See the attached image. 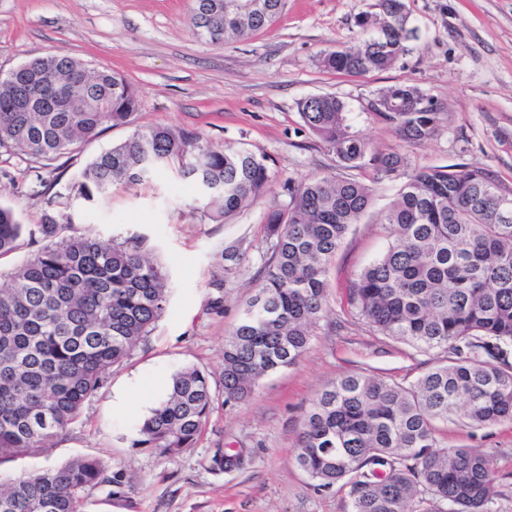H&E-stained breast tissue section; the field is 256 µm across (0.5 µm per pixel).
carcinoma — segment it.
<instances>
[{
	"label": "carcinoma",
	"mask_w": 512,
	"mask_h": 512,
	"mask_svg": "<svg viewBox=\"0 0 512 512\" xmlns=\"http://www.w3.org/2000/svg\"><path fill=\"white\" fill-rule=\"evenodd\" d=\"M195 0L193 25L212 41L271 25L284 0ZM379 13L358 19L375 32L356 46L318 59L330 70L384 71L415 38L405 0H378ZM67 88L59 111L32 97L15 111L18 93ZM374 109L406 142L433 138L443 111L413 84L386 88ZM137 89L121 74L89 70L65 52L34 59L0 77V149L42 168L76 151L101 127L131 125ZM304 123L345 170L401 174L398 153L383 154L349 131L347 106L327 94L297 103ZM173 167L206 191L190 213L222 221L264 202L266 259L255 294L224 342L221 394L196 366L176 372L167 395L138 426L135 448L177 456L197 444L215 409L252 396L258 380L295 365L328 307V272L351 225L368 208L372 187L354 177L288 179V202L270 196L278 173L247 148L215 150L193 132L166 125L134 128L92 159L69 187L92 201L115 184L147 181ZM46 199L40 223L25 230L0 206V256L23 233L41 246L0 287V462L44 451L67 433L129 358L166 304L163 267L139 245L104 241L74 228L73 214ZM503 187L479 167L437 166L406 176L380 224L394 238L350 284L347 303L373 331L419 351L441 354L408 384L365 368L342 375L306 406L298 467L319 490L348 488L350 512H490L499 495L489 457L467 446L440 444V426L457 419L470 429L512 423V215L504 217ZM244 253L222 255L212 282L224 307V282ZM212 468L243 466L241 453L216 450ZM123 486L122 474L95 457L21 475L0 485V512H84L85 494Z\"/></svg>",
	"instance_id": "cac0c4a2"
}]
</instances>
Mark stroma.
Wrapping results in <instances>:
<instances>
[{
    "label": "stroma",
    "mask_w": 512,
    "mask_h": 512,
    "mask_svg": "<svg viewBox=\"0 0 512 512\" xmlns=\"http://www.w3.org/2000/svg\"><path fill=\"white\" fill-rule=\"evenodd\" d=\"M416 30L409 51L392 68L351 75L318 66L321 51L355 45L356 19L377 13L376 0H286L268 29L214 43L191 23L192 0H0V75L36 57L66 52L96 69L123 74L141 106L134 124L199 133L214 149L244 147L266 155L279 174L273 185L309 175L339 176L335 154L303 125L298 102L333 94L349 110L353 133L375 150L400 153L407 171L458 165L486 169L512 187V0H407ZM411 83L443 109L430 140L408 143L371 110L382 89ZM131 128L109 127L80 151L37 170L24 156L0 150V205L21 223H38L49 180L77 182L98 154L126 139ZM372 183V203L352 225L329 271V307L295 365L264 376L254 395L215 411L193 448L170 457L133 447L140 420L165 396L172 375L187 366L220 374L224 341L254 295L266 252L265 203L225 222L200 220L187 204L194 182L164 168L140 185H117L95 204L61 198L76 228L104 240L140 241L167 276L166 308L151 333L112 375L81 421L41 454L0 464V482L59 466L77 456L109 462L124 475L121 495L92 490L85 512H349L346 489H316L294 457L303 412L325 385L365 367L397 382L425 372L431 354L375 335L346 303L358 274L391 243L378 222L401 182ZM243 246L246 258L216 292L225 248ZM223 295L222 313L208 302ZM128 396L113 411V390ZM442 443L488 454L499 496L491 512H512V424L471 430L451 422ZM243 451L245 465L212 469L216 449Z\"/></svg>",
    "instance_id": "obj_1"
}]
</instances>
